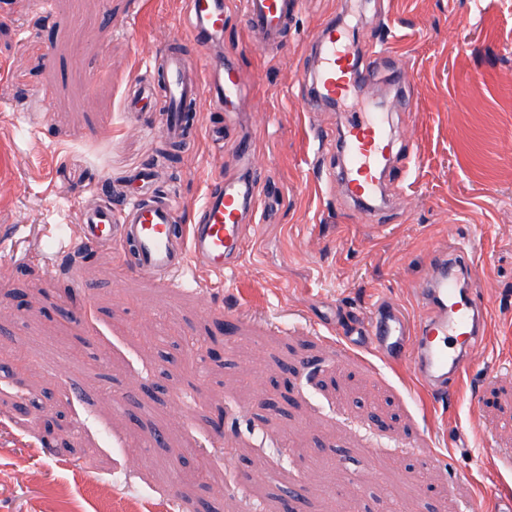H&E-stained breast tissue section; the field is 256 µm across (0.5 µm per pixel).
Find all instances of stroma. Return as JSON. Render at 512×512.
<instances>
[{"label": "stroma", "instance_id": "stroma-1", "mask_svg": "<svg viewBox=\"0 0 512 512\" xmlns=\"http://www.w3.org/2000/svg\"><path fill=\"white\" fill-rule=\"evenodd\" d=\"M224 37L244 75L224 143L200 128L159 161L160 113L125 110L157 56L189 42L188 0H0V512H469L512 496V0H366L352 21L385 100L395 163L364 211L327 192L345 111L309 105L318 26L304 0L282 46ZM255 137L263 203L241 257L184 285L122 274L80 241L81 205L145 164L193 223L215 174ZM474 260L483 341L438 396L405 362L350 345L381 299L407 320L441 250ZM233 339L221 343L225 315ZM277 480L259 482L257 466Z\"/></svg>", "mask_w": 512, "mask_h": 512}]
</instances>
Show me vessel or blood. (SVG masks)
Segmentation results:
<instances>
[{
	"label": "vessel or blood",
	"mask_w": 512,
	"mask_h": 512,
	"mask_svg": "<svg viewBox=\"0 0 512 512\" xmlns=\"http://www.w3.org/2000/svg\"><path fill=\"white\" fill-rule=\"evenodd\" d=\"M303 0H240L252 38L265 43L282 42ZM193 36L211 42L224 32L222 0H190ZM319 60L313 83L316 99L335 101L352 96L368 85L372 76L363 67L347 33L335 23H322L315 34ZM162 88L137 85L132 101L161 92L165 132L180 142L185 133V112L192 103L208 98L215 109L235 111L242 96L243 79L231 58L215 60L208 85H201L198 61L181 47H168L159 57ZM344 152L339 180L341 191L360 203L374 197L382 170L392 150L391 131L371 112H353L342 132ZM243 174L235 180L215 177L195 223L181 220L175 199H161L152 190L153 168L144 166L132 175L139 188L121 195L119 206L85 207L79 221L85 226L84 247H109L129 273H150L170 283H181L189 262L223 273L243 253L245 218L256 205L253 151L241 142ZM472 278H452L447 266L434 268L416 293L423 313L409 325L390 302H377L362 343L381 359H409L418 380L444 396L448 386L480 343L484 328L481 305L473 295Z\"/></svg>",
	"instance_id": "vessel-or-blood-1"
}]
</instances>
